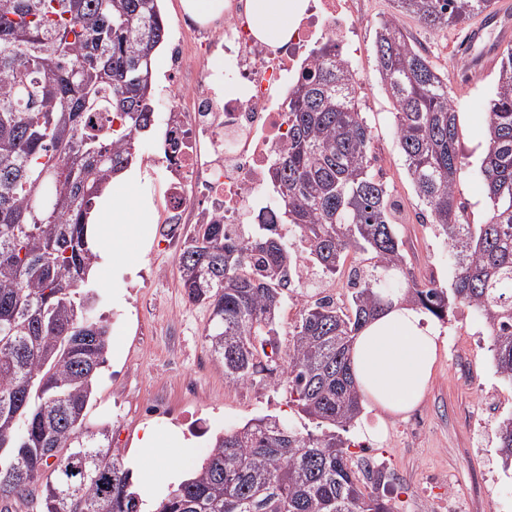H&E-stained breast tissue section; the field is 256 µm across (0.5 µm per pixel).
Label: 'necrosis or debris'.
Segmentation results:
<instances>
[{"label": "necrosis or debris", "mask_w": 512, "mask_h": 512, "mask_svg": "<svg viewBox=\"0 0 512 512\" xmlns=\"http://www.w3.org/2000/svg\"><path fill=\"white\" fill-rule=\"evenodd\" d=\"M224 26L209 31L206 55L223 54L243 89L240 97L219 95L223 73L206 69L183 83L184 46L172 53V83L162 98L164 137L156 146L169 173L160 234L181 239L186 225H224L233 235L264 218L282 221V209L264 193L267 175L288 143V90L312 61V46L327 36L355 31L354 0H309L288 45L270 47L251 34L248 0H228Z\"/></svg>", "instance_id": "obj_1"}]
</instances>
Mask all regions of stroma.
I'll return each mask as SVG.
<instances>
[{
  "label": "stroma",
  "mask_w": 512,
  "mask_h": 512,
  "mask_svg": "<svg viewBox=\"0 0 512 512\" xmlns=\"http://www.w3.org/2000/svg\"><path fill=\"white\" fill-rule=\"evenodd\" d=\"M392 5V0H360L354 60L363 74L360 102L374 135V168L401 208L398 231L408 263L418 279L445 287L452 279L445 239L419 217L421 207L395 135L393 105L375 65V30L391 14ZM160 10L168 35L163 44L166 55L153 71L157 89L169 85L167 52L176 44L190 47L184 79H193L206 65L223 67V56L204 61L193 51L196 38L185 25L180 0H162ZM400 24L448 76V91L458 112L460 148L468 162L459 179V196L472 223H484L488 199L473 171L484 147L496 72L473 75L452 62L451 46L469 35L472 23L439 32L424 28L411 16L401 17ZM126 250L140 257L136 281L124 288L122 296H115L109 284L122 274L115 267L103 275L107 287L97 290V313L111 327V347L118 358L107 361L99 372L90 415L110 422L112 445L121 450L126 466L138 462L153 474L151 499H162L170 486L154 457L139 446L145 429L164 439L178 429L191 438L190 448L169 451L185 473L209 455L215 435L260 415L278 416L305 434L316 432V425L289 404L287 392L272 382L237 387L225 383L224 368L211 357L204 339L210 312L188 301L175 250L156 242L143 247L133 240ZM320 294L317 287L287 292L276 334L281 354L289 352L302 309ZM441 328L447 346L421 404L399 416L378 409L366 412L346 439L354 459H367L389 474V483L379 493L393 512H512V471L503 470L496 439L499 421L512 415V386L496 374L491 339L470 308L455 306ZM161 405L169 408V415L158 414Z\"/></svg>",
  "instance_id": "obj_1"
}]
</instances>
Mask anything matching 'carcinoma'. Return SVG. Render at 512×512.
I'll return each mask as SVG.
<instances>
[{
    "instance_id": "1",
    "label": "carcinoma",
    "mask_w": 512,
    "mask_h": 512,
    "mask_svg": "<svg viewBox=\"0 0 512 512\" xmlns=\"http://www.w3.org/2000/svg\"><path fill=\"white\" fill-rule=\"evenodd\" d=\"M379 23L375 61L393 103L407 171L429 223L444 235L450 286L408 268L387 183L371 165L373 134L334 37L314 50L288 91L290 134L268 181L277 224L234 238L196 224L178 257L189 301L210 311L205 342L224 380L244 385L280 370L303 434L265 415L215 438L209 456L152 512H393L353 469L341 432L361 394L352 344L396 299L445 321L472 309L492 336L498 376L512 384V48L501 53L476 170L492 209L468 221L457 197L465 162L448 78L407 36L399 16L446 29L494 0H393ZM167 37L158 0H0V502L40 512H144L132 472L111 452L107 423L89 417L98 370L111 348L95 315L87 218L128 167L154 124L151 57ZM334 275L351 252L349 307L319 298L293 326L287 365L274 336L295 244ZM498 454L512 466V417L498 424Z\"/></svg>"
}]
</instances>
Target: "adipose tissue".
<instances>
[{
    "mask_svg": "<svg viewBox=\"0 0 512 512\" xmlns=\"http://www.w3.org/2000/svg\"><path fill=\"white\" fill-rule=\"evenodd\" d=\"M308 0H249L254 38L270 46L286 44ZM151 176L139 165L114 176L93 210L94 273L122 264L129 276L138 261L122 252L126 239L148 240L155 205L149 191ZM445 347L439 326L412 306L396 304L376 316L356 337L351 353L353 378L364 402L396 416L421 402Z\"/></svg>",
    "mask_w": 512,
    "mask_h": 512,
    "instance_id": "1",
    "label": "adipose tissue"
}]
</instances>
